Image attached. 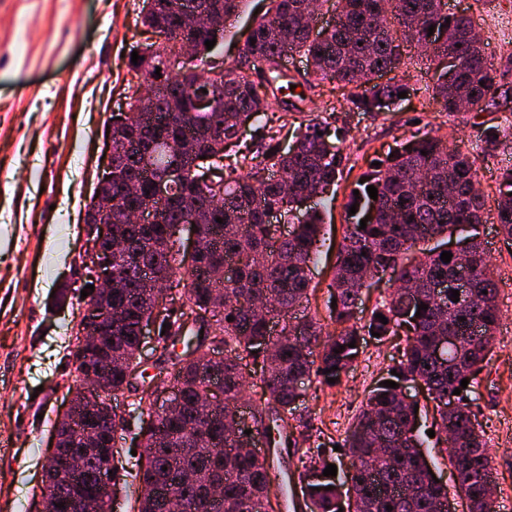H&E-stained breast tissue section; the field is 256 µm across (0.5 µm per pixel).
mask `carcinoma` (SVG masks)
I'll use <instances>...</instances> for the list:
<instances>
[{"mask_svg": "<svg viewBox=\"0 0 512 512\" xmlns=\"http://www.w3.org/2000/svg\"><path fill=\"white\" fill-rule=\"evenodd\" d=\"M244 2L196 0V8L227 21ZM311 2L268 0L266 12L252 21L250 37L256 43H246L238 72L224 68V79L211 83L205 92L191 71L166 74L158 81V54L146 67L138 60L147 83L157 84L155 97L135 98L129 103L131 111L110 114L114 204L106 221L112 224V239L123 245L130 260L112 265L117 281L112 303L124 307L122 325L91 362L101 364L107 349L120 354L135 343L142 311L153 302L142 271L170 281L187 275L184 306L173 309L157 326V331H165L158 335V343L180 387L181 407L173 416H157L154 426L143 432L149 454L135 473L137 512H167L162 498L154 495L157 482L172 488L189 512H265L272 487L281 483L267 458L246 451L255 435L245 433L248 424L236 421L242 360L249 358L259 368L261 400L268 409L266 414L258 411L262 418L254 423L281 438L302 397V380L314 374L324 384L329 378L340 384L357 361L365 337L374 332L389 336L401 327L406 329L401 359L377 379L342 445L356 494L354 512H447L448 486L433 482L422 458L429 444L418 428L420 414L400 398L409 378L423 381L435 402L440 439L456 471L455 494L466 502V512H496L487 494L493 483L491 455L467 402L500 320L498 288L479 231L485 200L475 188V156L426 135L376 157L380 165L368 164L360 175L364 182L354 184L359 195H350L347 203L356 206V213L346 215L329 284L336 299L329 308L334 324L330 331L317 315L297 311L309 302L310 265L320 255L321 209L341 174V149L328 151L326 140L341 141L346 130L318 115L285 151L280 147L282 126L272 125L268 112L273 107L290 112L295 107L291 98L306 100L327 79L354 90L349 99L352 109L383 112L398 100V93H409L413 87L378 84L376 79L398 68L404 44L414 41L433 45V56L443 63L431 98L445 112L497 104L505 94L501 77L473 34L470 17L448 14L445 0H342L336 23L321 39L311 33ZM141 14L143 25L166 43L192 38L199 55L193 68L205 64L211 55L205 41L213 36L207 29L187 28L179 0H142ZM287 51L308 63L300 81L279 67V58ZM294 85L306 92L294 93ZM206 96L218 112L197 111L196 102ZM246 125L256 127L259 137L242 149L227 150ZM502 130L512 131L511 118L504 119L502 128L484 132L483 149L495 148ZM187 138L194 143V153L181 156L177 144ZM127 142L137 148L124 150ZM217 155L223 163L207 167L211 178L206 182L200 157ZM169 170L177 178L176 187L159 209L160 222L128 223L127 211L152 203V180ZM370 185L377 188L375 200L367 192ZM499 194L497 224L504 237L512 239V168L501 174ZM312 196L317 200L303 210L305 220L290 224L288 233H278L266 219L272 209L289 217ZM194 215L203 220L197 225L203 248L194 267L186 270L177 258L176 235ZM218 217L222 222L216 221ZM365 217L362 229L360 220ZM451 228L461 234L451 261L445 263L443 238ZM433 238L440 242L416 255L417 246ZM227 262L235 265V278L230 280L218 277ZM464 262L469 264V289L477 298L472 308L453 301L448 293V281L460 276ZM386 275L414 286L415 307H408L402 289L393 288L364 322L358 316L357 286L365 278L378 282ZM217 291L224 292V309L212 318L215 333L224 338L225 354L213 364L202 350V327L187 315L207 305ZM421 304L428 309L418 310ZM377 314L388 323H381ZM165 323L169 327H163ZM446 336L459 337V344L438 349ZM352 342L355 347H348ZM208 374L221 381L224 408L202 426L197 404ZM134 377L145 380L144 371L134 365L112 370L106 377L112 397L132 386ZM464 378L469 381L465 388ZM386 380L397 386H383ZM456 388L461 389L458 395L453 394ZM79 419L98 431L100 447L87 452L73 432H60L58 454L82 453L86 464L72 486L59 478L55 459L46 458L43 473L62 504L58 512H75L65 504L77 493H96L101 462L111 453L119 463L113 472L114 495L130 488L126 464L133 455L113 443L107 418L81 414ZM456 448L465 449V454L456 455ZM333 463L319 448L302 463L299 474L314 468L322 471ZM185 470L195 474L194 482L180 481ZM345 484L344 477L331 475L310 484L319 512H338L339 498L349 493ZM216 485L224 492L219 501L210 496ZM388 505L392 510L386 509Z\"/></svg>", "mask_w": 512, "mask_h": 512, "instance_id": "cac0c4a2", "label": "carcinoma"}]
</instances>
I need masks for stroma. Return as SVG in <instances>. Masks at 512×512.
<instances>
[{
    "instance_id": "35a3bbf8",
    "label": "stroma",
    "mask_w": 512,
    "mask_h": 512,
    "mask_svg": "<svg viewBox=\"0 0 512 512\" xmlns=\"http://www.w3.org/2000/svg\"><path fill=\"white\" fill-rule=\"evenodd\" d=\"M452 13L472 17L507 91L481 112H442L429 99L437 63L409 47L381 83L406 82L414 95L379 114L349 111L348 91L322 83L289 112V123L334 109L336 126L350 127L341 146L347 169L325 216L321 257L309 312L327 319L328 285L345 230L344 206L368 161L397 144L433 135L474 152L486 200L482 226L498 286L501 319L474 388L473 410L492 450L497 508L512 502V242L497 224L498 175L512 167V136L482 151L478 137L512 113V0H447ZM142 0H0V512H39L42 464L51 425L82 382L69 346L81 300L82 218L105 144V121L129 84L130 49L139 39ZM263 0H247L215 48L237 65L238 48ZM405 341L366 338L340 385L304 380L295 416L307 438L287 445L278 460L290 478L316 449L341 444L378 377Z\"/></svg>"
}]
</instances>
